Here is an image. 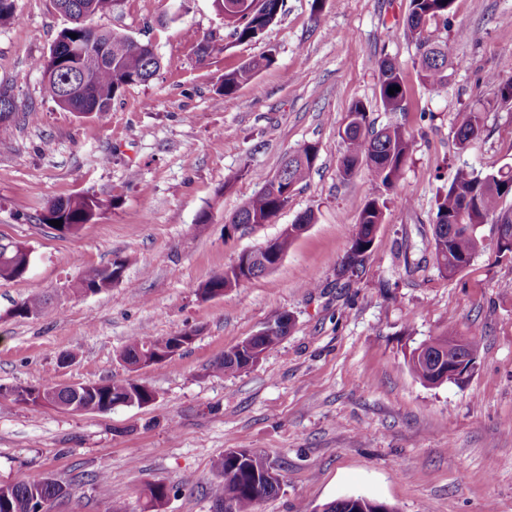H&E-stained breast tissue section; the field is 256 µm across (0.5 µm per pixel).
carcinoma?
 <instances>
[{"label":"carcinoma","instance_id":"1","mask_svg":"<svg viewBox=\"0 0 512 512\" xmlns=\"http://www.w3.org/2000/svg\"><path fill=\"white\" fill-rule=\"evenodd\" d=\"M56 7L73 19L72 25L63 29L53 48L82 43L84 31L82 23L75 20V6H84L95 15L109 12L120 0H54ZM255 4L252 12L232 11L225 7L226 0H214V4L224 16V28L237 43L257 39L275 20L283 0H251ZM454 0H410L405 34L417 50V74L423 88L433 96L441 95L448 87V67L453 65L454 40L448 38L433 43L425 36L426 27L438 20L448 21V14ZM76 38H71V35ZM98 45L109 57L106 65L93 62L84 64L73 59H56L49 53L46 58L35 61V67L42 71L44 89L60 108L81 114L104 113L109 110L112 100L126 86L148 82L160 69V60L148 53L134 51V40L120 32L98 31ZM271 63L268 55L254 58L238 69L224 74L221 89L224 95L234 94L240 86L251 83L259 72ZM379 73L378 96L386 112H402L406 106V90L402 72L391 61L379 59L375 62ZM85 71L86 93H71L73 76ZM397 86L399 91L389 94V88ZM344 131L349 133L346 152L339 161V172L343 179L352 178L361 164H366L387 190H393L400 182L404 167L411 152V139L397 124L374 127L366 104L354 102L347 115ZM482 131V116L478 109H470L458 115L452 133L457 149L465 151L470 142ZM317 159V148L307 144L289 155L280 168L282 181L274 183V178L259 176L260 188L230 218L232 224H267L287 204L296 187L307 182ZM512 196V166L501 167L493 173L479 174L468 166L457 168L448 186L436 201L435 222L433 225V249L439 269L453 276L464 269L473 257L487 249V242L480 234L479 227L488 222L497 227H512V206L505 207L504 201ZM101 208V203L93 197L75 196L57 200L49 206L42 217V223L60 220L68 226V232L78 231L82 225L90 223ZM386 200H369L360 212L357 232L344 264L353 266L362 261L371 249L378 225L383 223ZM314 216L305 213L292 225V231L276 238L275 249L279 256H285L296 238L311 224ZM27 254L20 256L6 246L0 245V278H19L25 274ZM124 268V262L114 261L109 266L98 269L95 277L85 278L78 283V290H94L96 279L106 281L112 273ZM236 268L224 272V279L214 278L199 288L205 298L224 294V289L216 287L219 282L231 284L229 274ZM47 313V303L40 297H30L16 305L15 315L22 318ZM173 336L152 337L132 336L128 339L121 359L128 364L138 361L141 351L156 349L172 350ZM283 337L276 330H269L258 336L248 346H234L217 364L226 373L241 371L247 367V360H256L280 344ZM456 356V346L448 336H435L421 344L412 352L409 366L414 376L427 386L437 384L440 376V358L452 359ZM43 393L57 406L64 408L77 402L78 413H99L112 409V402L129 398L137 406L148 404L156 399L155 392L146 385L129 380H105L76 392L71 388L43 385L31 388ZM217 480L210 486V496L214 505L224 501L232 504V512H255L257 502L277 494L280 479L267 484L264 493L255 494L256 476H264L271 466L257 452L246 449H228L213 463ZM64 493L63 486L56 480L44 479L25 484H15L9 491L0 489V512H36V508L51 502ZM395 512L387 504L364 496L337 499L323 505V512Z\"/></svg>","mask_w":512,"mask_h":512}]
</instances>
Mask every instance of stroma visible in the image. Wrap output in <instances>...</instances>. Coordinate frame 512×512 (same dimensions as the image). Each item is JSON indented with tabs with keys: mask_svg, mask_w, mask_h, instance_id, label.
Wrapping results in <instances>:
<instances>
[{
	"mask_svg": "<svg viewBox=\"0 0 512 512\" xmlns=\"http://www.w3.org/2000/svg\"><path fill=\"white\" fill-rule=\"evenodd\" d=\"M121 0L97 28L151 43L158 74L126 86L104 115L61 109L33 62L69 20L53 0H15L0 25V84L18 110L0 139V244L28 248L24 276L0 278V483L52 478L47 512H142L146 489L169 491L163 512H213L214 459L231 448L263 455L282 479L256 512H316L362 495L396 512H512V256L489 247L449 277L431 241L436 195L457 167L485 174L512 164V104L498 90L512 58V0H455L430 39L454 38L459 61L441 96L420 84L404 34L409 0H284L259 40L226 43L213 0ZM196 33L188 39L186 30ZM210 40L208 53L197 50ZM272 54L253 83L219 94L224 73ZM400 67L407 109L377 101V59ZM413 140L395 191L368 168L339 173V135L353 102ZM480 108L483 132L457 152L459 112ZM310 180L267 224L226 232L229 218L305 144ZM89 195L103 210L77 232L42 217L59 199ZM387 201L361 265L342 261L364 204ZM410 198L401 206L400 198ZM310 212L314 221L271 271L203 298L243 252ZM207 223H200V215ZM126 261L123 278L77 292L88 272ZM51 311L21 318L23 299ZM291 331L255 366L217 370L226 350L279 315ZM483 332L471 374L427 386L409 367L434 336ZM193 334L164 362L133 371L120 353L133 336ZM132 379L149 405L76 414L13 402L11 390ZM107 474L108 492L95 475Z\"/></svg>",
	"mask_w": 512,
	"mask_h": 512,
	"instance_id": "1",
	"label": "stroma"
}]
</instances>
